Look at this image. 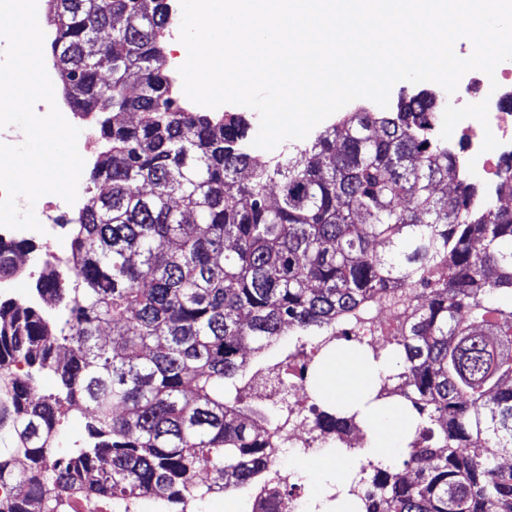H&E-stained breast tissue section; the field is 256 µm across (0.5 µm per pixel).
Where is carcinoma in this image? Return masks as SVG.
I'll list each match as a JSON object with an SVG mask.
<instances>
[{
    "instance_id": "cac0c4a2",
    "label": "carcinoma",
    "mask_w": 512,
    "mask_h": 512,
    "mask_svg": "<svg viewBox=\"0 0 512 512\" xmlns=\"http://www.w3.org/2000/svg\"><path fill=\"white\" fill-rule=\"evenodd\" d=\"M48 3L64 98L96 115L105 147L89 180L108 191L71 225L69 276L45 264L41 302H0V369L30 368L4 379L0 512H185L246 490L280 438L253 371L280 373L282 337L325 346L398 288L417 302L392 354L410 384L391 402L378 382L364 407L410 431L403 468L370 461L348 485L356 512H512L498 462L512 450V210L432 137L436 97L340 115L273 162L247 148L241 114L174 106L165 0ZM21 249L0 245L1 281L21 275ZM73 411L87 439L60 454ZM359 415L338 402L316 424L334 439Z\"/></svg>"
}]
</instances>
